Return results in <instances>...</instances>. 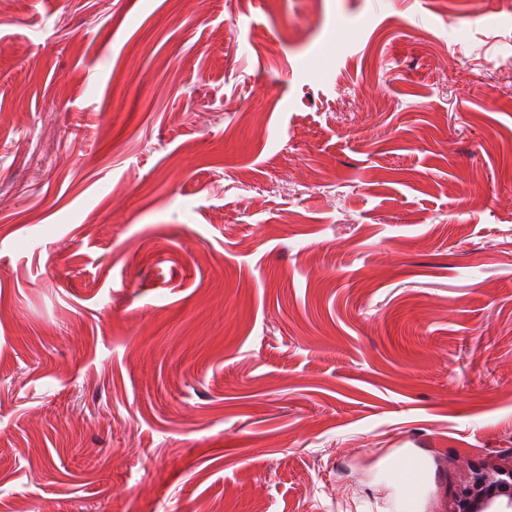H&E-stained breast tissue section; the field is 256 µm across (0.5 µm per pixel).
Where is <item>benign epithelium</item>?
<instances>
[{"label": "benign epithelium", "mask_w": 512, "mask_h": 512, "mask_svg": "<svg viewBox=\"0 0 512 512\" xmlns=\"http://www.w3.org/2000/svg\"><path fill=\"white\" fill-rule=\"evenodd\" d=\"M503 492L512 499V463L473 466L448 502V512H482L479 504Z\"/></svg>", "instance_id": "obj_1"}]
</instances>
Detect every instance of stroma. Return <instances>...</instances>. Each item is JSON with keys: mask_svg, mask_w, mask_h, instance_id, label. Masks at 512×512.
Wrapping results in <instances>:
<instances>
[{"mask_svg": "<svg viewBox=\"0 0 512 512\" xmlns=\"http://www.w3.org/2000/svg\"><path fill=\"white\" fill-rule=\"evenodd\" d=\"M391 448L428 512L512 448V0H8L0 512H345Z\"/></svg>", "mask_w": 512, "mask_h": 512, "instance_id": "stroma-1", "label": "stroma"}]
</instances>
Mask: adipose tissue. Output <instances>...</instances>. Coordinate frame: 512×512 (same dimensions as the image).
<instances>
[{
	"label": "adipose tissue",
	"instance_id": "1",
	"mask_svg": "<svg viewBox=\"0 0 512 512\" xmlns=\"http://www.w3.org/2000/svg\"><path fill=\"white\" fill-rule=\"evenodd\" d=\"M373 481L390 489L377 502L376 512H426L434 465L428 455L415 449L395 448L376 463Z\"/></svg>",
	"mask_w": 512,
	"mask_h": 512
}]
</instances>
